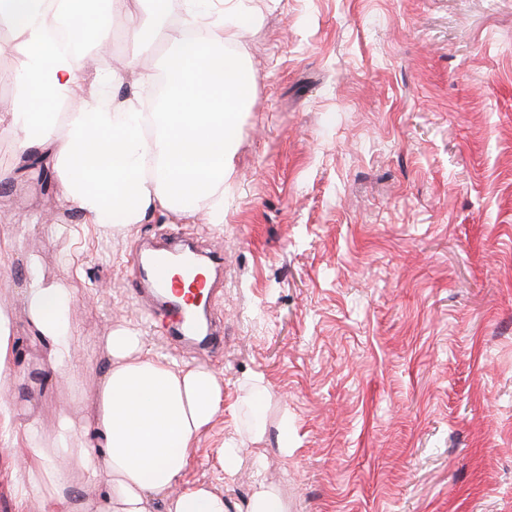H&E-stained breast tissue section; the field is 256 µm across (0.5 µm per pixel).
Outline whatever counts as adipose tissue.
Here are the masks:
<instances>
[{
  "mask_svg": "<svg viewBox=\"0 0 512 512\" xmlns=\"http://www.w3.org/2000/svg\"><path fill=\"white\" fill-rule=\"evenodd\" d=\"M57 0H0V28L14 35L22 62L9 112L0 131L14 142L18 159L45 155L66 184L72 204L89 223L124 231L158 210L188 217L206 210L210 223L224 221V192L233 172L237 117L253 93L238 55L228 52L241 27L252 22L246 0H224V14L201 8L193 20L210 35L196 45L176 42L165 62L168 109L145 112L139 97L104 112L84 93L95 77L81 59L58 57L45 40L46 14ZM126 0H71L74 40L105 46L111 15ZM64 99L67 109L50 111ZM30 326L50 345L53 375L71 377L77 330L68 318L72 296L59 283L32 274L25 290ZM108 364L93 404L92 425L103 449L77 447L69 463L35 453L15 478L23 499L44 512H230L222 492L181 480L195 443L224 400V382L204 366L180 365L145 351L127 327L104 338ZM88 481H106L107 492L87 501L71 491L70 463Z\"/></svg>",
  "mask_w": 512,
  "mask_h": 512,
  "instance_id": "obj_1",
  "label": "adipose tissue"
}]
</instances>
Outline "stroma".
<instances>
[{
	"label": "stroma",
	"instance_id": "obj_1",
	"mask_svg": "<svg viewBox=\"0 0 512 512\" xmlns=\"http://www.w3.org/2000/svg\"><path fill=\"white\" fill-rule=\"evenodd\" d=\"M145 0L112 22L111 51L91 73L140 50L127 36ZM233 45L253 96L238 118L224 222L206 213L147 216L128 231L88 223L53 179L45 190L0 137V306L14 320L15 369L0 397L30 445L67 459L68 415L92 425L104 338L137 329L165 340L134 291L141 243L189 233L223 254L208 307L224 338L201 363L224 403L199 438L185 480L245 512L256 481L288 512H512V0H250ZM151 64L112 84L108 101L152 102L177 30ZM73 296L79 341L71 380L52 379L49 344L31 329L29 262ZM262 375L270 396L253 437L239 396ZM240 441L225 475L215 456ZM287 451H280V444Z\"/></svg>",
	"mask_w": 512,
	"mask_h": 512
}]
</instances>
